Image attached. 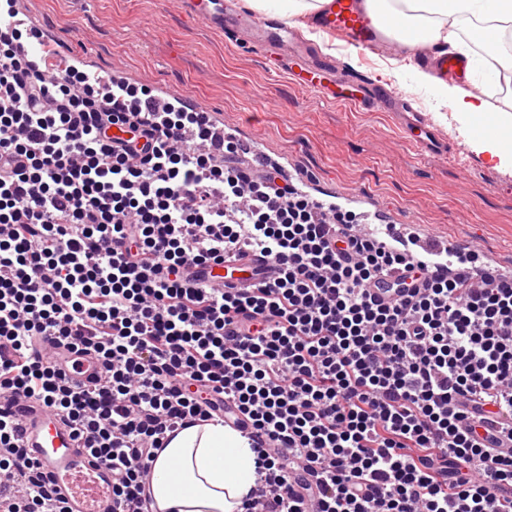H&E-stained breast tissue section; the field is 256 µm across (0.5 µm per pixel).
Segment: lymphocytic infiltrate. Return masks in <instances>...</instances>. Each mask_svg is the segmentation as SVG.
I'll list each match as a JSON object with an SVG mask.
<instances>
[{
    "label": "lymphocytic infiltrate",
    "mask_w": 512,
    "mask_h": 512,
    "mask_svg": "<svg viewBox=\"0 0 512 512\" xmlns=\"http://www.w3.org/2000/svg\"><path fill=\"white\" fill-rule=\"evenodd\" d=\"M6 28L0 393L48 400L111 464L118 512H141L171 433L228 406L258 459L243 512H512V276L361 234L278 167L244 171L209 112L43 73ZM252 253L255 286L203 279ZM45 336L103 377L71 384ZM19 426L0 408V486L20 485L0 512H66Z\"/></svg>",
    "instance_id": "lymphocytic-infiltrate-1"
}]
</instances>
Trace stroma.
I'll return each instance as SVG.
<instances>
[{
	"label": "stroma",
	"mask_w": 512,
	"mask_h": 512,
	"mask_svg": "<svg viewBox=\"0 0 512 512\" xmlns=\"http://www.w3.org/2000/svg\"><path fill=\"white\" fill-rule=\"evenodd\" d=\"M27 2L95 68L204 102L242 141L288 161L343 207L473 246L512 270V171L477 157L472 134L449 136L457 113L411 86L403 69L424 64L425 55L359 50L341 39L329 53L353 79L384 85L421 109L440 137H452L444 154L421 150L393 113L358 111L290 84L253 44L193 20L181 0Z\"/></svg>",
	"instance_id": "1"
}]
</instances>
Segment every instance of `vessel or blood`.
I'll use <instances>...</instances> for the list:
<instances>
[{"instance_id":"b4317fda","label":"vessel or blood","mask_w":512,"mask_h":512,"mask_svg":"<svg viewBox=\"0 0 512 512\" xmlns=\"http://www.w3.org/2000/svg\"><path fill=\"white\" fill-rule=\"evenodd\" d=\"M187 13L215 30L233 26L244 30L252 43L265 52L271 66L288 75L293 84L302 86L322 99L354 105L366 112H398L405 127L415 130L416 144L427 151L442 144L420 110L413 108L387 88L366 81L356 91L338 76L331 61L314 57L290 27L269 24L237 12L231 0H183ZM324 29L358 48L371 47L379 38L378 30L362 6V0H331L321 17ZM40 49L46 63L65 68L74 55L70 48L49 37H41ZM440 76H462L467 62L456 55L434 59ZM254 260L227 261L211 270L215 287H243L250 283ZM66 373L71 381L87 384L101 376L102 365L91 355L72 354ZM0 406L10 407L20 418V445L25 454L56 484V497L67 512H112V469L97 462L86 450L83 439L71 425L59 417L40 398L0 395Z\"/></svg>"}]
</instances>
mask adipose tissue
<instances>
[{"label":"adipose tissue","mask_w":512,"mask_h":512,"mask_svg":"<svg viewBox=\"0 0 512 512\" xmlns=\"http://www.w3.org/2000/svg\"><path fill=\"white\" fill-rule=\"evenodd\" d=\"M330 0H246L252 11L288 25L319 16ZM382 31L407 47H449L464 55L472 70L490 77L512 72V56L496 54L495 67L485 65L475 45L500 42L512 31V0H364ZM416 88L438 86L441 97L468 121L490 119L496 134L470 142L471 149L498 170L512 169V145L500 131L512 129V104L490 110L485 101L458 85L437 83L428 69H408ZM256 480L255 454L249 439L222 423L180 430L159 451L150 491L159 512H242L241 499Z\"/></svg>","instance_id":"obj_1"}]
</instances>
